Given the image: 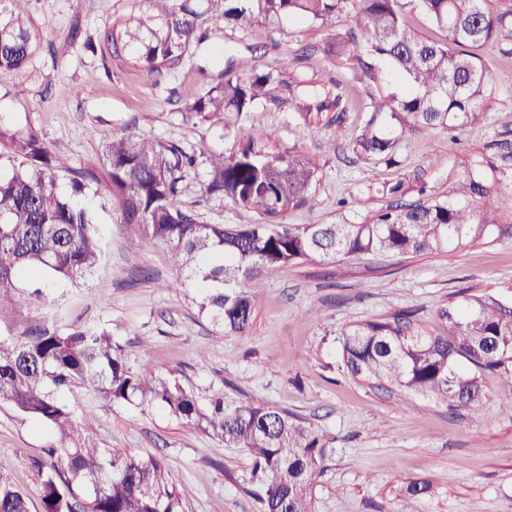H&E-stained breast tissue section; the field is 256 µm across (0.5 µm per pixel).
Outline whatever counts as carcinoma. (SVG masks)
<instances>
[{
    "label": "carcinoma",
    "mask_w": 512,
    "mask_h": 512,
    "mask_svg": "<svg viewBox=\"0 0 512 512\" xmlns=\"http://www.w3.org/2000/svg\"><path fill=\"white\" fill-rule=\"evenodd\" d=\"M26 0H0V68L21 70L32 54L33 36L17 9ZM159 30L146 36L112 29L104 36L110 54L131 51L151 73L180 65L197 38L202 17L245 27L257 18L283 17L325 23L352 15L365 31L358 43L340 36L326 47L338 60L357 61L364 76L395 86L369 96L371 113L353 141L365 161L395 162L407 125L456 129L484 114L489 75L480 50L512 28V10L497 13L487 0H161ZM418 8L444 33L435 41L404 22ZM285 72L251 66L236 80L210 89L187 105L201 121L226 112L277 104ZM341 82L320 85L294 105L309 131L324 112L346 111ZM272 131L253 129L231 157L208 160L209 196L254 211L259 224H202L173 207L197 159L175 143L129 132L105 136L109 195L117 223L143 232L169 249L179 277L174 288L203 295L201 312L224 332L244 334L253 317L252 297L263 276L295 261L346 256L443 253L477 243L512 239V193L499 187L495 166L482 156L463 161L464 178L454 196L390 207L373 220L336 224H282L290 207L311 201L316 166L305 155L270 147ZM20 159L0 175V320L21 308L41 306L47 291L77 285L93 273L104 245L88 211L74 196L95 180L89 170L68 166L33 129L0 123V146ZM60 171L71 175L72 195L57 188ZM342 361L355 378L375 386L413 392L452 409L478 413L484 406L481 373L512 361V310L472 296L448 309L442 336L412 332L400 318L355 323L341 332ZM72 387L92 389L109 402L158 404L188 425L242 448L251 457V483L263 512H312L311 488L331 439L285 412L217 397L205 408L177 381L153 372L134 374L112 335L102 330L62 332L32 324L18 334L0 333V402L40 421L49 431L37 465L42 512H186L188 491L154 458L100 448L87 437L74 410L59 398ZM29 494L0 473V512H28Z\"/></svg>",
    "instance_id": "carcinoma-1"
}]
</instances>
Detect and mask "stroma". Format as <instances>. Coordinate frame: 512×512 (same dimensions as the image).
<instances>
[{"label":"stroma","instance_id":"1","mask_svg":"<svg viewBox=\"0 0 512 512\" xmlns=\"http://www.w3.org/2000/svg\"><path fill=\"white\" fill-rule=\"evenodd\" d=\"M161 22L157 0H27L25 18L38 34L36 50L19 72L0 70V122L38 130L69 164L91 170L81 202L104 243V257L86 283L63 286L40 308H23L0 328L20 332L32 323L68 331L104 329L122 348L131 372L176 379L200 405L213 397L287 411L327 433L326 468L313 483L314 512H399L409 483L431 486L418 512H512V363L485 373L482 415L419 395L368 385L342 367L338 335L355 322L409 313L425 336L442 334L449 307L483 296L512 308V240L455 252L361 256L293 262L267 275L253 297L243 335L224 334L201 313L196 290L171 289L178 273L168 250L127 233L105 202L109 182L104 137L136 132L180 144L199 165L187 175L176 208L206 224L258 223L256 213L203 194L206 158L234 155L251 129L276 135L282 151L307 155L317 167L313 207H291L286 224L360 222L390 206L385 189L403 183L404 199L451 195L465 156L482 153L497 165L500 187L512 191V37L482 48L490 81L484 116L456 133L414 126L394 164L356 158L351 141L368 120L360 106L375 87L324 52L336 34L355 32L350 18L328 24L262 20L240 29L209 19L172 70L149 73L134 60L109 61L100 44L128 16ZM283 68L303 97L328 79L340 80L351 104L341 127L311 136L299 113L259 105L225 113L221 122L190 117L186 107L243 66ZM362 197L361 207L345 200ZM86 434L99 447L162 461L189 493L187 512H260L246 494L251 459L240 448L184 424L160 406L107 403L91 391L64 393ZM46 432L0 403V471L32 496L41 512L37 472Z\"/></svg>","mask_w":512,"mask_h":512}]
</instances>
